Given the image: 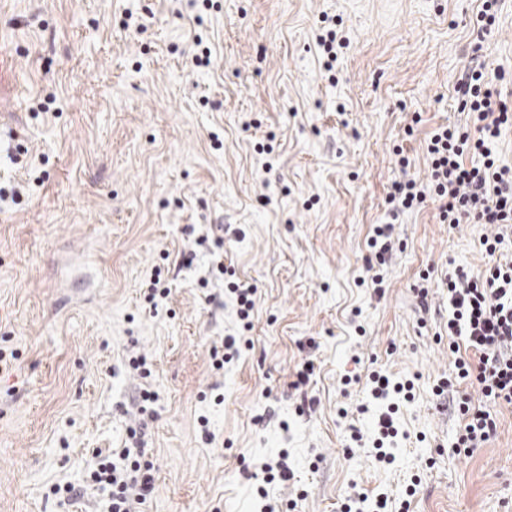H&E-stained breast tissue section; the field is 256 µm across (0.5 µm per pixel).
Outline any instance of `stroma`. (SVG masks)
Segmentation results:
<instances>
[{
  "instance_id": "stroma-1",
  "label": "stroma",
  "mask_w": 512,
  "mask_h": 512,
  "mask_svg": "<svg viewBox=\"0 0 512 512\" xmlns=\"http://www.w3.org/2000/svg\"><path fill=\"white\" fill-rule=\"evenodd\" d=\"M480 5L0 0V512H107L89 473L141 387L157 400L140 512H255L242 467L282 455L292 477L267 490L290 512L411 486V512H512V405L460 454L464 422L433 393L454 376L448 277L491 265L488 226L425 202L396 221L381 287L366 280L392 184H426L430 133L473 124L456 91L471 60L512 104V0L490 27ZM326 15L349 41L329 72ZM156 277L169 294L151 303ZM233 279L256 289L247 331ZM228 334L250 345L219 369ZM374 370L414 382L389 464L345 450L373 429ZM68 483L84 496L54 493Z\"/></svg>"
}]
</instances>
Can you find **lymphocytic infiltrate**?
<instances>
[{
	"instance_id": "obj_1",
	"label": "lymphocytic infiltrate",
	"mask_w": 512,
	"mask_h": 512,
	"mask_svg": "<svg viewBox=\"0 0 512 512\" xmlns=\"http://www.w3.org/2000/svg\"><path fill=\"white\" fill-rule=\"evenodd\" d=\"M461 111L472 114L475 129L446 126L436 129L426 143L429 188L415 180L393 184L388 202L401 212L432 198L442 222L468 221L492 226L481 244L492 265L478 277L457 272L448 280V349L456 356L459 379L476 384L482 397L512 405V253L505 252L504 230L512 225V168L498 164L493 146L502 127L512 125V106L482 69L468 68L459 82ZM476 155L480 165L467 166L466 156ZM371 398L381 405L374 436L353 430L354 447H372L374 458L391 463L389 449L398 435L395 399L410 394L413 384L374 372L366 382ZM464 420L457 448L470 450L489 440L497 429L491 414L470 398L458 403ZM144 431H128L124 448L116 457L102 456L90 478L110 486L109 512H136L153 486L151 465L144 459Z\"/></svg>"
}]
</instances>
